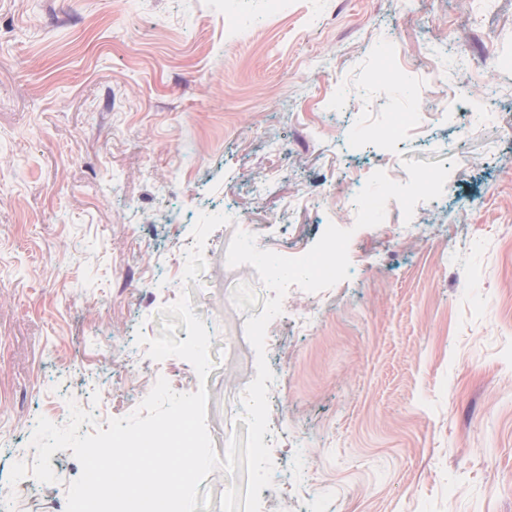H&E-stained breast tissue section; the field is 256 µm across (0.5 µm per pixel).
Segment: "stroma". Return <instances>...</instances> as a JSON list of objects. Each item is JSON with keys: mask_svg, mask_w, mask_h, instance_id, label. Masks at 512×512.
Listing matches in <instances>:
<instances>
[{"mask_svg": "<svg viewBox=\"0 0 512 512\" xmlns=\"http://www.w3.org/2000/svg\"><path fill=\"white\" fill-rule=\"evenodd\" d=\"M411 159L453 160L442 196L355 228L369 176L407 182ZM329 223L354 231L348 278L290 287L268 328L262 512H512V0H0V498L38 418L74 405L89 434L161 378L206 387L216 455L245 439V322L271 292L227 248L248 226L309 248ZM185 294L203 381L148 355ZM50 464L11 512H66L81 466ZM246 487L216 469L198 508L243 512Z\"/></svg>", "mask_w": 512, "mask_h": 512, "instance_id": "obj_1", "label": "stroma"}]
</instances>
